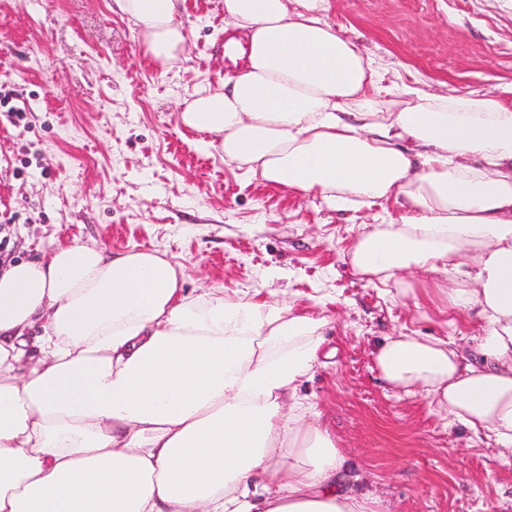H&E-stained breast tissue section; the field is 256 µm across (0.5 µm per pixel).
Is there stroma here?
<instances>
[{"instance_id":"35a3bbf8","label":"stroma","mask_w":512,"mask_h":512,"mask_svg":"<svg viewBox=\"0 0 512 512\" xmlns=\"http://www.w3.org/2000/svg\"><path fill=\"white\" fill-rule=\"evenodd\" d=\"M110 4L0 0V98L22 112L0 108V265L77 238L159 250L189 290L327 298L333 356L302 393L359 490L388 512H512V460L429 398L386 389L375 368L384 337L451 335L433 306L447 274L361 279L346 258L372 211L263 186L183 130L181 103L236 72L224 0H185L186 52L165 69ZM329 20L384 66L385 84L512 87V0H330Z\"/></svg>"}]
</instances>
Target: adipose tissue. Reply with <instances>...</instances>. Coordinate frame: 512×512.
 Listing matches in <instances>:
<instances>
[{"mask_svg": "<svg viewBox=\"0 0 512 512\" xmlns=\"http://www.w3.org/2000/svg\"><path fill=\"white\" fill-rule=\"evenodd\" d=\"M181 0H113L141 47L185 54ZM330 0H224L244 69L179 124L225 160L334 210L395 203L348 252L385 282L443 270L456 337H385L389 388L422 393L512 457V99L383 86ZM329 328L271 291L185 292L156 250L77 241L0 270V512H382L301 397Z\"/></svg>", "mask_w": 512, "mask_h": 512, "instance_id": "ef3b65f1", "label": "adipose tissue"}]
</instances>
